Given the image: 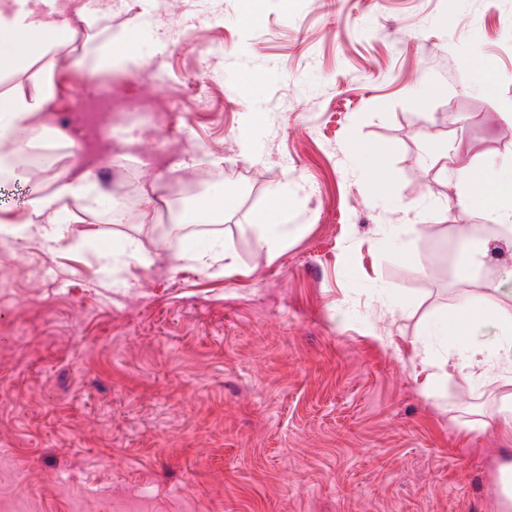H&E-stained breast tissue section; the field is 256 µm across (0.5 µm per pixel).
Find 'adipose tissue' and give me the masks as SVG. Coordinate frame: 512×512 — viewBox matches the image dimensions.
<instances>
[{
	"instance_id": "ef3b65f1",
	"label": "adipose tissue",
	"mask_w": 512,
	"mask_h": 512,
	"mask_svg": "<svg viewBox=\"0 0 512 512\" xmlns=\"http://www.w3.org/2000/svg\"><path fill=\"white\" fill-rule=\"evenodd\" d=\"M77 10L87 30L98 29L110 16L106 10L79 8L75 0H56L46 8L44 0H0V76L12 83L0 90V166L34 145L37 128L43 127L60 91L56 57L73 40L65 20ZM143 56L129 47L125 33L118 32L100 44L90 55L78 58L79 66L102 71L122 66L135 69L143 65ZM49 189L35 193L24 211L0 221V234L25 238L38 236L53 242L65 239L67 225L76 223L79 213L100 209L105 198L95 174L78 162L59 166L57 157H49L42 169ZM490 322L495 334L490 342L476 339L474 321ZM440 347L455 345L456 360L433 355L428 346L415 350V360L424 375L425 390L448 379L452 371H466L468 379L482 383L481 368L496 363L504 380L512 383V308L499 306L490 298L481 304L465 300L453 318L436 316L426 325ZM484 427L501 440L504 462L500 472V507L512 512V394L503 396L485 414Z\"/></svg>"
}]
</instances>
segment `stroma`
<instances>
[{"instance_id": "1", "label": "stroma", "mask_w": 512, "mask_h": 512, "mask_svg": "<svg viewBox=\"0 0 512 512\" xmlns=\"http://www.w3.org/2000/svg\"><path fill=\"white\" fill-rule=\"evenodd\" d=\"M214 7L161 13L205 54L146 31L143 0L112 11L149 59L120 92L171 114L123 128L132 162L79 150L129 218L82 215L74 248L0 236V512H500V444L459 423L512 384L489 364L487 386L456 373L428 398L413 349L463 298L512 307V261L465 280L456 229L458 171L512 165V0ZM101 91L70 68L54 109ZM160 140L218 160L202 182L227 202L200 237L235 269L172 262L156 236ZM277 197L300 231L272 252L248 226ZM130 243L140 261L104 276L100 249Z\"/></svg>"}]
</instances>
